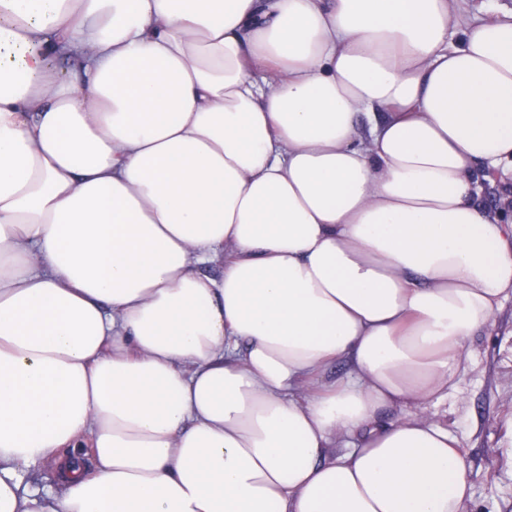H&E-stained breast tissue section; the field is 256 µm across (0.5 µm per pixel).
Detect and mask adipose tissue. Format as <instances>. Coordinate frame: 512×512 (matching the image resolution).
<instances>
[{"instance_id": "obj_1", "label": "adipose tissue", "mask_w": 512, "mask_h": 512, "mask_svg": "<svg viewBox=\"0 0 512 512\" xmlns=\"http://www.w3.org/2000/svg\"><path fill=\"white\" fill-rule=\"evenodd\" d=\"M508 164L512 9L0 0V512H464ZM493 182L486 186L482 196L483 204L492 211H500L511 216L512 211V172H497L492 175Z\"/></svg>"}]
</instances>
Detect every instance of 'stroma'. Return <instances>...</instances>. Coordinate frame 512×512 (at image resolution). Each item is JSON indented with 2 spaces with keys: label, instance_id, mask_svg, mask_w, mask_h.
Listing matches in <instances>:
<instances>
[{
  "label": "stroma",
  "instance_id": "stroma-1",
  "mask_svg": "<svg viewBox=\"0 0 512 512\" xmlns=\"http://www.w3.org/2000/svg\"><path fill=\"white\" fill-rule=\"evenodd\" d=\"M473 367L440 410L426 420L447 424L475 473L467 512H512V461L504 447L512 420V299L506 300L471 347Z\"/></svg>",
  "mask_w": 512,
  "mask_h": 512
}]
</instances>
